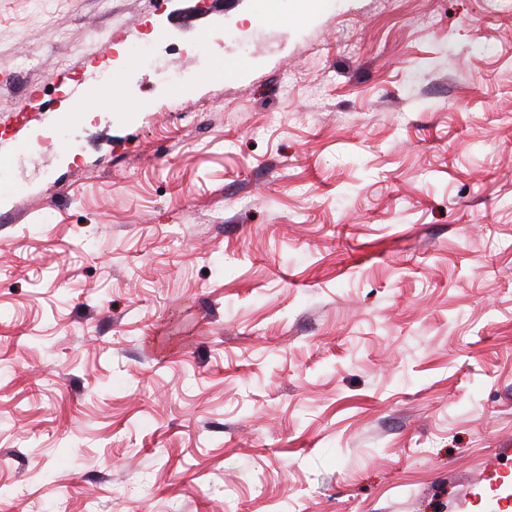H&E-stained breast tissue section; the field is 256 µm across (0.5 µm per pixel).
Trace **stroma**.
I'll return each instance as SVG.
<instances>
[{
    "instance_id": "obj_1",
    "label": "stroma",
    "mask_w": 512,
    "mask_h": 512,
    "mask_svg": "<svg viewBox=\"0 0 512 512\" xmlns=\"http://www.w3.org/2000/svg\"><path fill=\"white\" fill-rule=\"evenodd\" d=\"M279 12L0 0V512H512V0Z\"/></svg>"
}]
</instances>
